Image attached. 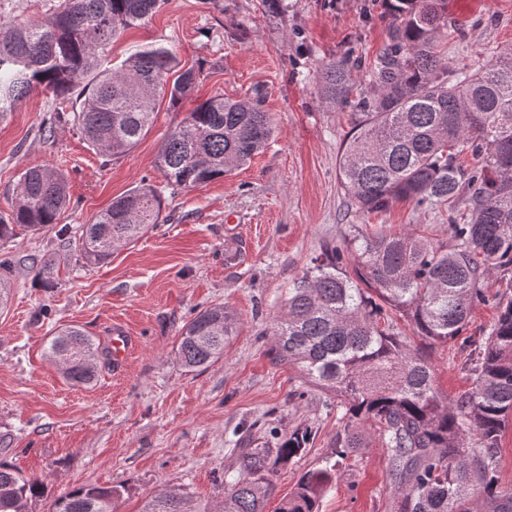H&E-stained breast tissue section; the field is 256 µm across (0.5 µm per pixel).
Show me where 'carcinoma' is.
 <instances>
[{
	"label": "carcinoma",
	"mask_w": 512,
	"mask_h": 512,
	"mask_svg": "<svg viewBox=\"0 0 512 512\" xmlns=\"http://www.w3.org/2000/svg\"><path fill=\"white\" fill-rule=\"evenodd\" d=\"M397 23L368 66L369 87L345 57L324 66L322 97L349 107L355 131L339 164L341 187L361 215L410 201L422 213L448 208L450 243L411 227L355 231L346 245L328 246L288 289L274 330V358L297 369L343 410L333 455L374 436L386 449L393 483L392 512H512V486L498 484L502 428L512 416V296L498 297L490 330L467 336L472 387L442 399L423 347L461 336L476 305L489 300L493 271L512 272V51L480 72L448 70L438 31L451 0H387ZM161 0H62L41 20H0V116L35 90L71 102L86 141L111 155L130 151L151 128L159 98L178 104L196 72L162 44L131 47L117 67H105L114 40L139 26ZM273 135L260 98L214 95L187 113L162 142L157 187L141 182L83 225L77 248L99 264L119 245L137 241L160 223L163 192L199 188L249 163ZM468 152L471 168L459 162ZM68 200L65 175L26 170L17 203L0 218V240L20 227L57 223ZM10 295L9 263L0 262V306ZM403 319L413 335L403 334ZM236 327L222 305L204 309L184 327L178 357L189 370L224 355ZM420 338L417 345L414 338ZM48 353L63 377L88 385L98 346L77 326L58 331ZM311 431L295 429L272 446L254 439L233 449L224 473L222 512H264L277 470L307 452ZM336 478L326 463L298 479L278 512H320ZM44 482L0 462V512H29ZM116 486H82L48 512H112ZM142 512H206L186 493L165 490Z\"/></svg>",
	"instance_id": "carcinoma-1"
}]
</instances>
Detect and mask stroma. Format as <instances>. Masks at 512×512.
I'll list each match as a JSON object with an SVG mask.
<instances>
[{"label":"stroma","instance_id":"stroma-1","mask_svg":"<svg viewBox=\"0 0 512 512\" xmlns=\"http://www.w3.org/2000/svg\"><path fill=\"white\" fill-rule=\"evenodd\" d=\"M450 18L456 28L438 33L449 67L484 69L512 50V0H453ZM394 22L386 0H280L276 11L267 0H167L113 43L111 60L120 64L133 45L161 43L182 66L199 69V79L177 106L159 102L152 128L130 152L91 149L66 119L69 102L47 90L0 121V213L14 207L17 182L32 167L63 172L70 197L58 223L0 241V258L11 263V295L0 309V462L44 481L31 512L90 485L120 487L114 512H142L164 488L216 512L232 448L299 427L312 430L313 442L274 477L265 512H276L302 473L324 466L341 428L336 408L272 353L289 285L326 245L348 240L355 224H416L436 241L448 239L447 213L400 202L364 216L347 209L340 186L355 118L320 98L319 77L326 63L349 55L372 62ZM256 91L274 128L263 152L204 187L165 195L163 223L107 261L82 259L72 242L83 224L142 180L162 185L160 144L188 112L217 92ZM215 305L234 312L236 333L222 358L188 370L179 337ZM116 323L137 339L120 369L107 345ZM65 326L99 345L89 385H71L46 352ZM426 354L444 398L470 389L468 349L435 344ZM391 502L386 451L373 439L340 462L321 512H391Z\"/></svg>","mask_w":512,"mask_h":512}]
</instances>
